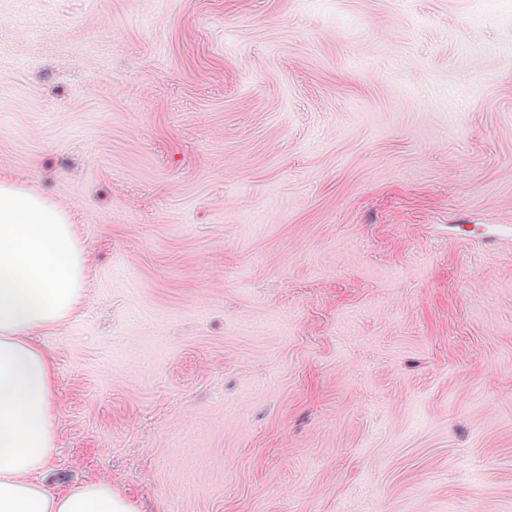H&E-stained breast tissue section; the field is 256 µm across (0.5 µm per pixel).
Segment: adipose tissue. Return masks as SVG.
Returning <instances> with one entry per match:
<instances>
[{"instance_id":"ef3b65f1","label":"adipose tissue","mask_w":512,"mask_h":512,"mask_svg":"<svg viewBox=\"0 0 512 512\" xmlns=\"http://www.w3.org/2000/svg\"><path fill=\"white\" fill-rule=\"evenodd\" d=\"M86 268L67 211L0 178V512H138L108 480L48 486L57 376L31 335L80 311Z\"/></svg>"}]
</instances>
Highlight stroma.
I'll use <instances>...</instances> for the list:
<instances>
[{
	"instance_id": "obj_1",
	"label": "stroma",
	"mask_w": 512,
	"mask_h": 512,
	"mask_svg": "<svg viewBox=\"0 0 512 512\" xmlns=\"http://www.w3.org/2000/svg\"><path fill=\"white\" fill-rule=\"evenodd\" d=\"M0 175L89 255L51 489L512 512V0H0Z\"/></svg>"
}]
</instances>
